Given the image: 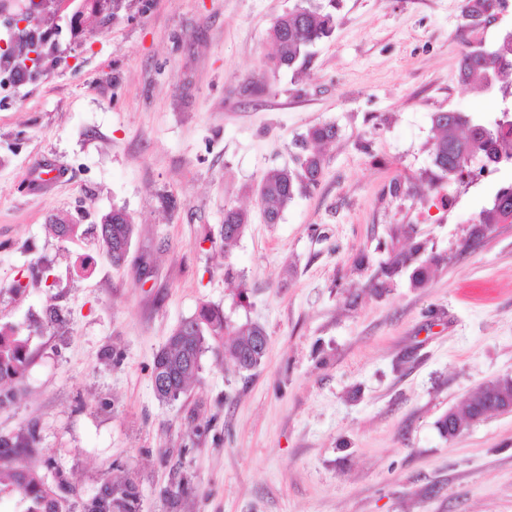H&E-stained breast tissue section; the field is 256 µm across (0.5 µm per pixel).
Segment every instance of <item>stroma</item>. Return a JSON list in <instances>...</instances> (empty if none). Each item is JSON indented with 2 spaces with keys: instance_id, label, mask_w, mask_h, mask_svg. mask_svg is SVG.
Segmentation results:
<instances>
[{
  "instance_id": "35a3bbf8",
  "label": "stroma",
  "mask_w": 512,
  "mask_h": 512,
  "mask_svg": "<svg viewBox=\"0 0 512 512\" xmlns=\"http://www.w3.org/2000/svg\"><path fill=\"white\" fill-rule=\"evenodd\" d=\"M295 3L132 0L77 35L55 17L63 63L0 107V324L31 356L0 434L35 429L30 465L85 495L135 476L142 512H512V413L453 440L436 428L512 376V224L477 230L512 163L442 185L430 156L433 113L497 120V96L457 69L512 7L471 30L463 0H337L310 62L275 72L268 31ZM324 122L338 136L320 185L265 223L256 184ZM228 206L251 222L226 249ZM116 207L135 224L122 267L48 230ZM409 228L439 259L420 288L378 274ZM205 304L260 324L265 357L241 372L206 352L199 382L159 401L153 359ZM177 470L191 485L174 503Z\"/></svg>"
}]
</instances>
